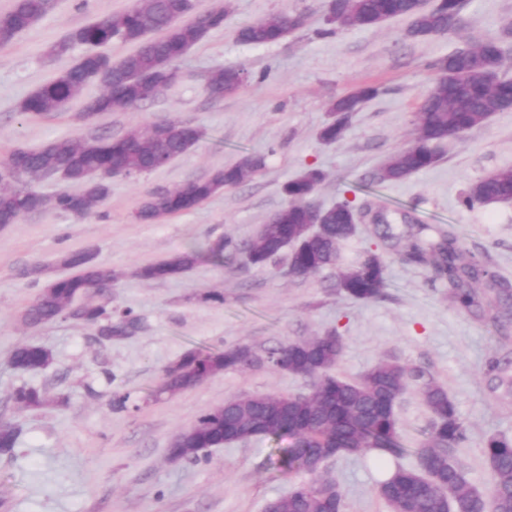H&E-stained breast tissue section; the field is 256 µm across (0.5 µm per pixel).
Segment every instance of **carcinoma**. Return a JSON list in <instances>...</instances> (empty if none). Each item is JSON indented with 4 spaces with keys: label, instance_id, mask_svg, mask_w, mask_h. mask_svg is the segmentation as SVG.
Masks as SVG:
<instances>
[{
    "label": "carcinoma",
    "instance_id": "obj_1",
    "mask_svg": "<svg viewBox=\"0 0 512 512\" xmlns=\"http://www.w3.org/2000/svg\"><path fill=\"white\" fill-rule=\"evenodd\" d=\"M54 0H17L14 9L0 18V46L12 43L53 7ZM229 4H216L207 10L197 0H133L130 7L97 22L69 32L51 47L61 56L78 46L87 47L76 62L52 81L27 97L21 114L32 119L60 112L85 86L98 83L94 111L134 109L141 99L135 92H112V72H121L129 82L152 75L162 87L170 84L168 62L177 61L216 28L224 25ZM411 20L414 37L444 33L458 28L453 4L422 10L418 0H330L327 22L337 29L352 25L374 27L390 19ZM289 33L287 17L269 15L245 25L238 38L248 44L274 43ZM118 39L135 50L117 62L93 51V48ZM505 50L498 42L480 43L455 51L432 63L438 77L424 95L416 125L414 142L388 156L372 179L395 182L434 165L439 160L437 145L454 133L466 132L485 124L497 112L512 108V79L484 78L486 65L502 71ZM241 85V71L217 69L208 78L205 92L231 94ZM378 94L373 85L361 86L337 99L329 107L332 121L320 131L326 143L339 139L350 115ZM203 137L197 127L179 121L145 124L128 135L112 139L93 135L62 138L40 148H18L0 162V224H15L24 215L48 208L66 212L78 219L95 213L110 194L112 178L140 176L154 171L153 159L159 152L178 158L190 151ZM138 138L140 146L129 149V140ZM262 159L244 154L234 165L215 172L205 180L186 187L150 195L136 212L140 222L157 223L167 217L195 208L227 187L250 180L262 169ZM50 173L63 174V183L80 186V191L64 188L52 197L35 190V185ZM22 178L27 188L12 187ZM322 174L307 169L284 186L287 203L262 230L244 245L226 237L210 246L206 255L223 261L227 254L244 253L250 265L262 267L290 247L295 276L318 274L336 269V289L363 301L383 298L388 288L387 259L384 253L368 250L349 267L338 264L342 245L355 235L351 220L355 208L348 202L317 211L311 202ZM512 201V167L499 169L472 183L461 204L467 209ZM380 239L388 248L404 242L409 260L430 268L448 282L451 300L465 310L483 308V297L475 285L495 276L477 260L463 261L457 238L442 234L437 242L425 243L404 237L384 215ZM320 224L317 232L310 226ZM194 249L141 268L138 274L147 280L178 275L200 259ZM64 263L79 269L74 277L57 279L42 289L25 310L29 326L51 323L61 318L80 321L96 329L98 336L110 340L130 336L138 329L139 319L130 309L119 313L104 305L76 307L78 298L93 288H108L117 279L112 269L95 264L82 252L72 253ZM493 301L504 305L495 317L500 333L512 325V295L503 288L492 289ZM344 351L340 336L332 333L290 342L266 351V357L249 354L244 346L224 350L197 347L167 366L151 396L174 395L215 377L228 369H248L265 361L278 371L301 376L310 382V392L288 396L276 392L241 394L224 405L202 412L196 421L173 441L174 458L195 461L208 448L226 443H243L261 437L271 441L270 459L283 478L294 473L310 476L306 482L292 483L282 496L271 502L277 512H343L344 493L336 479L326 473V463L340 455H365L376 452L379 458L413 455L416 467H396L391 476L378 485V495L389 512H447L444 487L452 489L456 512H512V438L491 436L485 445V461L492 474L487 491L478 490L458 459V450L468 440L456 402L448 390L423 370L389 359L377 363L363 377L347 380L334 373ZM10 364L23 372L46 369L51 355L35 344H21L12 351ZM486 375L495 388L512 396V360L495 359L487 365ZM419 387L430 414L428 431L419 446L411 449L400 433L397 409L406 390ZM21 409H40L47 400L43 391L20 387L12 395ZM17 433L0 426V453H11Z\"/></svg>",
    "mask_w": 512,
    "mask_h": 512
}]
</instances>
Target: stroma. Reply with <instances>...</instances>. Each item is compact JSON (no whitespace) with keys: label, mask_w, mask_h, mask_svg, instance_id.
I'll list each match as a JSON object with an SVG mask.
<instances>
[{"label":"stroma","mask_w":512,"mask_h":512,"mask_svg":"<svg viewBox=\"0 0 512 512\" xmlns=\"http://www.w3.org/2000/svg\"><path fill=\"white\" fill-rule=\"evenodd\" d=\"M328 0H231L223 28L211 31L176 63L177 79L138 108L85 121V101L102 91L88 85L63 112L24 119L20 105L37 88L70 67L77 52L53 56L49 48L72 29L128 8L131 0H56L55 7L11 44L0 47V159L19 147L59 138L105 134L120 138L137 126L177 120L200 128L203 138L168 166L127 179L113 177L111 193L95 215L79 220L48 209L0 228V425L18 429L13 453L0 454V512H264L286 483L270 465L271 443L255 438L204 451L198 461L169 457L173 438L205 410L239 394L309 391L307 379L268 366L227 370L172 396L153 398L162 369L196 346L238 345L257 352L310 336L335 333L344 353L336 368L362 377L394 357L428 371L447 387L468 431L459 456L473 485L486 489L488 437L512 438V398L495 389L488 363L512 355L487 318L458 308L428 268L387 254L385 299L358 301L337 293L335 273L289 275L288 252L266 266L236 257L225 264L202 260L186 273L144 280L136 269L229 237L243 243L287 202L285 183L304 170L325 178L313 202L329 208L342 201L386 210L392 224L402 215L421 225L422 239L452 232L463 260L473 258L512 289V202L463 208L467 186L502 167H512V110L495 113L481 127L440 144L438 162L400 182L361 190L359 180L380 167L416 135L415 113L436 77L432 62L458 49L494 39L504 47L512 76V0H466L458 29L408 36L409 19L373 28L331 31ZM303 15V27L275 44L241 42V27L272 15ZM237 68L246 75L237 93L213 100L210 74ZM362 85L378 95L354 113L344 136L322 142L328 107ZM263 167L246 183L224 189L197 207L158 223L134 214L151 193L174 190L234 165L242 153ZM91 254L119 273L112 289L85 299L130 309L140 324L131 336L101 341L93 327L61 319L25 326L23 311L52 279L66 276L62 258ZM224 299H206L208 291ZM34 343L53 361L25 373L9 363L13 349ZM22 386L45 390L55 402L37 410L17 408ZM126 394L124 410L109 406ZM404 438L418 445L430 415L417 388L398 410ZM407 456H342L327 465L342 485L344 512H388L377 494L387 470L415 466Z\"/></svg>","instance_id":"1"}]
</instances>
